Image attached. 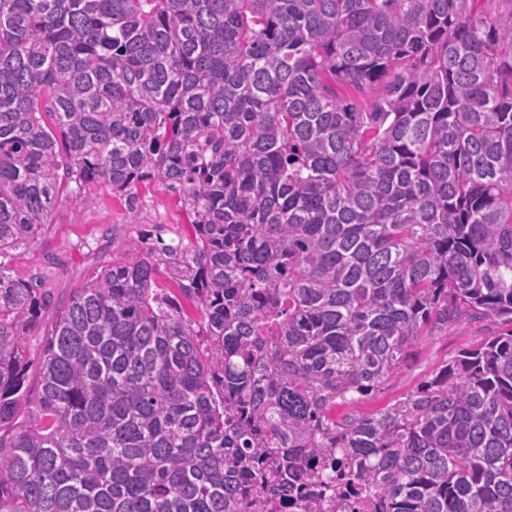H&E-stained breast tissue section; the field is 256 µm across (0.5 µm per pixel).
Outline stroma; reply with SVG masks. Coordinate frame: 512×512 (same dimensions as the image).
Returning a JSON list of instances; mask_svg holds the SVG:
<instances>
[{
    "label": "stroma",
    "instance_id": "1",
    "mask_svg": "<svg viewBox=\"0 0 512 512\" xmlns=\"http://www.w3.org/2000/svg\"><path fill=\"white\" fill-rule=\"evenodd\" d=\"M137 194L139 201L133 209L107 190L99 191L90 201L70 197L55 208L40 243L18 253L13 266L43 271L45 287L58 302L80 286L97 261L111 257L114 245L156 224L163 226L167 238L189 232L190 219L173 193L160 185L146 183L139 185ZM51 255L60 259V266L48 264ZM502 330V325L479 321L426 337L413 348L401 373L366 396L358 404V412L379 411L432 378L459 351L478 346L485 337Z\"/></svg>",
    "mask_w": 512,
    "mask_h": 512
}]
</instances>
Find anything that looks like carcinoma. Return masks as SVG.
I'll return each instance as SVG.
<instances>
[{
    "mask_svg": "<svg viewBox=\"0 0 512 512\" xmlns=\"http://www.w3.org/2000/svg\"><path fill=\"white\" fill-rule=\"evenodd\" d=\"M476 2L0 0V512H512V9ZM145 182L193 234L42 323L10 257ZM476 319L511 330L353 409Z\"/></svg>",
    "mask_w": 512,
    "mask_h": 512,
    "instance_id": "cac0c4a2",
    "label": "carcinoma"
}]
</instances>
